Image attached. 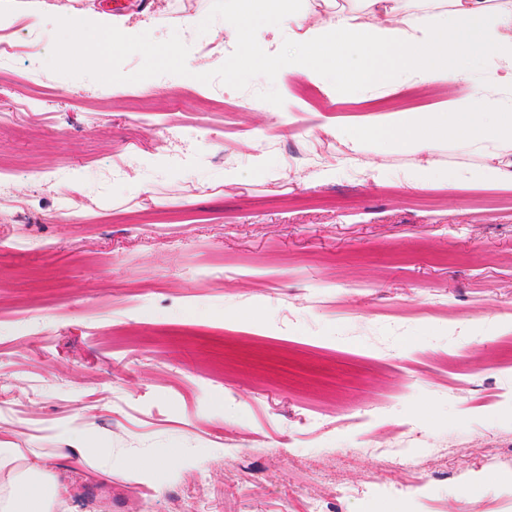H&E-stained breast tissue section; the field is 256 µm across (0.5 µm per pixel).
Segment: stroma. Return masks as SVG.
<instances>
[{
	"label": "stroma",
	"instance_id": "stroma-1",
	"mask_svg": "<svg viewBox=\"0 0 512 512\" xmlns=\"http://www.w3.org/2000/svg\"><path fill=\"white\" fill-rule=\"evenodd\" d=\"M231 9L0 0V441L58 448L72 426L111 449V483L68 471L67 512H170L187 492L199 512H512V180L465 177L512 170V151L334 132L432 112L490 73L361 95L284 69L198 81L235 48ZM186 15L189 75L45 64L54 17L162 41ZM271 86L299 109L258 99ZM430 159L460 180L403 182ZM61 169L74 180L47 181ZM165 451L163 488L125 465Z\"/></svg>",
	"mask_w": 512,
	"mask_h": 512
}]
</instances>
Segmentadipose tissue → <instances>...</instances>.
<instances>
[{
  "label": "adipose tissue",
  "mask_w": 512,
  "mask_h": 512,
  "mask_svg": "<svg viewBox=\"0 0 512 512\" xmlns=\"http://www.w3.org/2000/svg\"><path fill=\"white\" fill-rule=\"evenodd\" d=\"M300 48L288 56L291 75L311 81L335 77L355 91L386 86L390 64L415 84L472 79L475 64L492 68L496 84L451 100L441 115L388 113L379 132L411 151L446 140L462 150L500 149L512 143V101L497 95L512 89V0H344L329 21L292 14L289 0H233L228 18L239 32L250 25L255 3ZM384 15L363 27L362 12ZM67 448H12L0 443V512H61L68 491L57 461L67 458L90 469L104 483L112 480V452L89 434L70 431Z\"/></svg>",
  "instance_id": "1"
}]
</instances>
